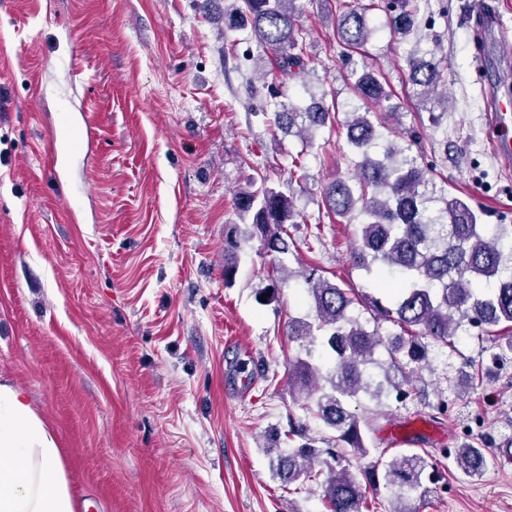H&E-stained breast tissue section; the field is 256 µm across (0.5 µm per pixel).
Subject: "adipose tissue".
<instances>
[{"mask_svg": "<svg viewBox=\"0 0 512 512\" xmlns=\"http://www.w3.org/2000/svg\"><path fill=\"white\" fill-rule=\"evenodd\" d=\"M0 512H75L55 432L7 382H0Z\"/></svg>", "mask_w": 512, "mask_h": 512, "instance_id": "obj_1", "label": "adipose tissue"}]
</instances>
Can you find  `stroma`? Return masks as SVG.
I'll return each instance as SVG.
<instances>
[{
  "label": "stroma",
  "mask_w": 512,
  "mask_h": 512,
  "mask_svg": "<svg viewBox=\"0 0 512 512\" xmlns=\"http://www.w3.org/2000/svg\"><path fill=\"white\" fill-rule=\"evenodd\" d=\"M370 0H300L305 72L259 79L264 52L249 30L224 26L230 0H0V381L22 389L56 431L76 504L94 512H326L319 481H283L274 464L294 448L288 423L316 447L334 432L306 410L288 361L320 354V338H292L311 313L297 273L312 270L355 292L371 277L353 266L358 223L328 215L325 185L348 176L352 92L370 68L394 92L395 113L374 122L410 147L435 188L512 226V168L495 155L483 91L512 97V0H425L424 46L448 110L433 126L409 81L414 38L390 33ZM368 6L375 32L349 64L335 19ZM493 4L497 38L474 25ZM333 95V127L310 141L270 122L274 100L307 106ZM293 195L288 253L266 256L241 237L236 282L224 284V234L249 182ZM277 284L275 301L259 292ZM477 330L432 347L410 399L364 402L374 452L363 476L400 455L395 420L434 433L423 448L441 478L408 512H512V358L498 361ZM489 375L458 390L478 366ZM483 449L465 475L445 448Z\"/></svg>",
  "instance_id": "stroma-1"
}]
</instances>
